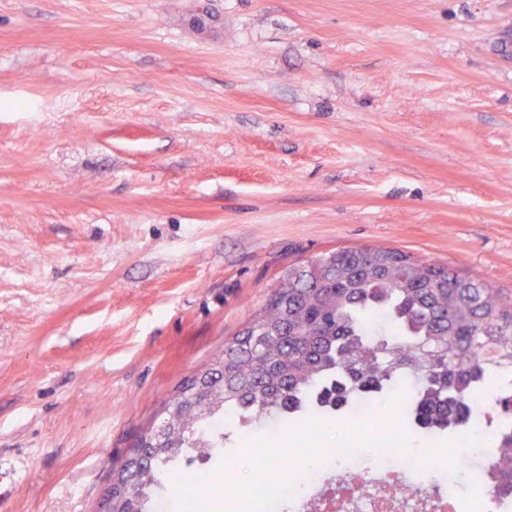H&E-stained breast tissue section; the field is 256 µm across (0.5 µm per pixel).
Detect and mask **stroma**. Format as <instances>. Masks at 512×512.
Here are the masks:
<instances>
[{
	"mask_svg": "<svg viewBox=\"0 0 512 512\" xmlns=\"http://www.w3.org/2000/svg\"><path fill=\"white\" fill-rule=\"evenodd\" d=\"M0 512L112 462L288 267L512 297V0H0Z\"/></svg>",
	"mask_w": 512,
	"mask_h": 512,
	"instance_id": "stroma-1",
	"label": "stroma"
}]
</instances>
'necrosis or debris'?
I'll use <instances>...</instances> for the list:
<instances>
[{
    "instance_id": "1",
    "label": "necrosis or debris",
    "mask_w": 512,
    "mask_h": 512,
    "mask_svg": "<svg viewBox=\"0 0 512 512\" xmlns=\"http://www.w3.org/2000/svg\"><path fill=\"white\" fill-rule=\"evenodd\" d=\"M363 485L350 488V474ZM343 501L339 512H487L490 494L486 481L469 485L459 476L448 479L447 490L434 488L426 474L413 472L396 454L375 456L360 450L331 452L298 483L285 512H327L328 493Z\"/></svg>"
}]
</instances>
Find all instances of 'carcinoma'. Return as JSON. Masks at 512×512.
<instances>
[{
	"mask_svg": "<svg viewBox=\"0 0 512 512\" xmlns=\"http://www.w3.org/2000/svg\"><path fill=\"white\" fill-rule=\"evenodd\" d=\"M468 283L462 288L460 284ZM384 316L387 334L370 319ZM512 366V304L446 264L391 247H346L293 267L224 350L164 407V421L112 468V512H147L183 463L210 462L230 432L224 418L296 420L310 406L341 410L418 376L407 415L445 431L478 418L486 371ZM489 465L494 495L512 496V395Z\"/></svg>",
	"mask_w": 512,
	"mask_h": 512,
	"instance_id": "obj_1",
	"label": "carcinoma"
}]
</instances>
